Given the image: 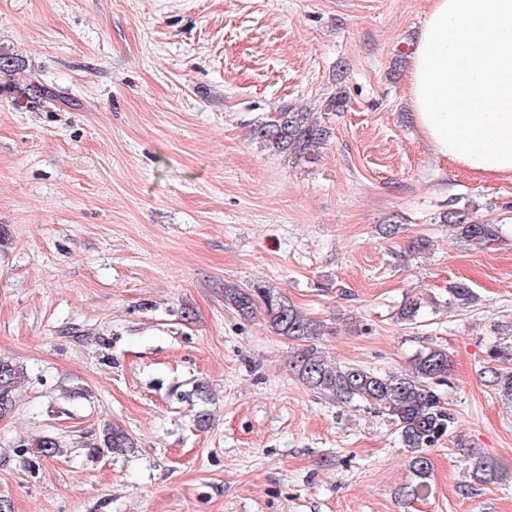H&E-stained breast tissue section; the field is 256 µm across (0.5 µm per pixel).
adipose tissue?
I'll use <instances>...</instances> for the list:
<instances>
[{
    "instance_id": "ef3b65f1",
    "label": "adipose tissue",
    "mask_w": 512,
    "mask_h": 512,
    "mask_svg": "<svg viewBox=\"0 0 512 512\" xmlns=\"http://www.w3.org/2000/svg\"><path fill=\"white\" fill-rule=\"evenodd\" d=\"M408 83L436 155L512 176V0H431Z\"/></svg>"
}]
</instances>
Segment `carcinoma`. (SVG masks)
Returning <instances> with one entry per match:
<instances>
[{"label":"carcinoma","mask_w":512,"mask_h":512,"mask_svg":"<svg viewBox=\"0 0 512 512\" xmlns=\"http://www.w3.org/2000/svg\"><path fill=\"white\" fill-rule=\"evenodd\" d=\"M254 136L267 149L284 154L295 163H314L328 145L330 128L323 125V113L281 111L274 118L254 128ZM444 223L466 242L482 243L497 236L494 224L467 221L459 211H450ZM450 301L467 308L475 301L474 291L465 282L448 287ZM224 305L239 315H252L264 306L271 330L296 343L294 369L298 378L309 388L327 393L336 402H362L386 416L394 424L401 444L410 453L411 483L401 488V496L415 498L427 488L432 464L430 451L446 440L461 451L469 462L473 486L501 483L512 477V470L502 460L487 456L471 445L456 431L457 414L447 405L437 386L449 375L448 353L441 348H424L410 360L409 367L380 373L359 365L337 366L319 351L315 341L326 335L323 321L302 311L284 295L271 288H240L224 285ZM489 357L496 365L488 367L489 383L506 400L512 401V353H504L494 344ZM24 380L23 369L0 358V418L15 406V394ZM101 446L113 453H123L134 447L132 437L120 428L103 429ZM57 439L39 437L18 445L17 453L35 459L54 457L60 452Z\"/></svg>","instance_id":"obj_1"}]
</instances>
